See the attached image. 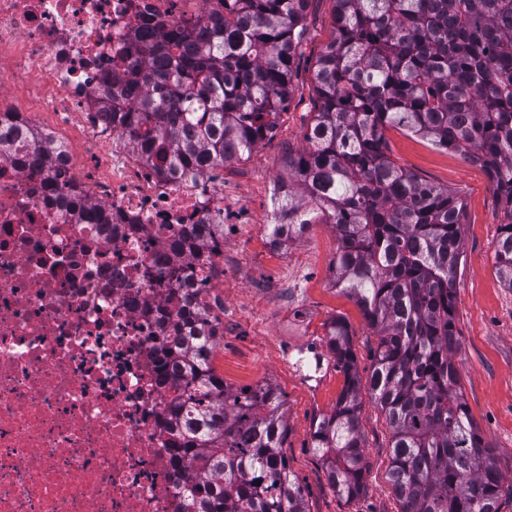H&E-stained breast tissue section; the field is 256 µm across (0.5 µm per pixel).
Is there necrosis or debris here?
<instances>
[{"mask_svg":"<svg viewBox=\"0 0 512 512\" xmlns=\"http://www.w3.org/2000/svg\"><path fill=\"white\" fill-rule=\"evenodd\" d=\"M216 0H0V512H188L163 423L164 277L191 224H251L213 170L171 177L112 128L134 44ZM76 133L38 173L31 134ZM107 215L104 224L91 212Z\"/></svg>","mask_w":512,"mask_h":512,"instance_id":"necrosis-or-debris-1","label":"necrosis or debris"}]
</instances>
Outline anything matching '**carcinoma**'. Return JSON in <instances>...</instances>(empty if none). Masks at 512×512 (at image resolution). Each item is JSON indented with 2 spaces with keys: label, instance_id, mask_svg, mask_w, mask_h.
<instances>
[{
  "label": "carcinoma",
  "instance_id": "carcinoma-1",
  "mask_svg": "<svg viewBox=\"0 0 512 512\" xmlns=\"http://www.w3.org/2000/svg\"><path fill=\"white\" fill-rule=\"evenodd\" d=\"M142 47L147 74L126 75L127 111L145 152L172 175L240 161L274 129L291 92L310 0H219ZM332 39L316 71L320 107L306 146L288 155L282 245L321 220L336 231L333 283L378 337L362 381L351 333L327 325L345 382L311 445L336 494L366 491L361 414L369 399L390 428L388 480L400 512H500L504 478L465 402L454 362L464 201L397 165L385 132L403 129L480 167L504 207L496 271L512 288V0H334ZM222 224H193L171 243L215 250ZM217 268H168L180 293L173 335L161 337L173 453L188 461L195 512H306L280 454L287 425L277 389H233L213 367L220 336L209 289Z\"/></svg>",
  "mask_w": 512,
  "mask_h": 512
}]
</instances>
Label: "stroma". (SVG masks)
Wrapping results in <instances>:
<instances>
[{
  "label": "stroma",
  "mask_w": 512,
  "mask_h": 512,
  "mask_svg": "<svg viewBox=\"0 0 512 512\" xmlns=\"http://www.w3.org/2000/svg\"><path fill=\"white\" fill-rule=\"evenodd\" d=\"M333 0H310L305 32L297 48L292 92L276 118L272 136L248 159L225 165V184L257 213L267 209L269 179L288 177V155L301 149L319 101L317 60L331 40ZM391 158L422 179L448 188L466 205L463 256L457 278L456 321L460 346L455 355L469 412L484 440L498 451L504 479H512V289L495 267L502 204L484 172L453 151L439 150L416 136L391 128L385 133ZM338 247L331 225L314 224L297 241L272 245L265 225L224 227L223 264L232 276L217 274L214 292L224 304L219 317L224 336L213 365L232 387L265 383L285 401L287 437L281 450L304 489L307 512H399L388 480L390 431L372 403L363 406L361 426L367 489L358 499L340 498L311 450L316 420L330 413L344 376L328 368L322 384L309 391L289 365L284 350L303 341L326 344L332 318L349 325L361 376H368L378 338L361 309L333 284Z\"/></svg>",
  "instance_id": "stroma-1"
}]
</instances>
